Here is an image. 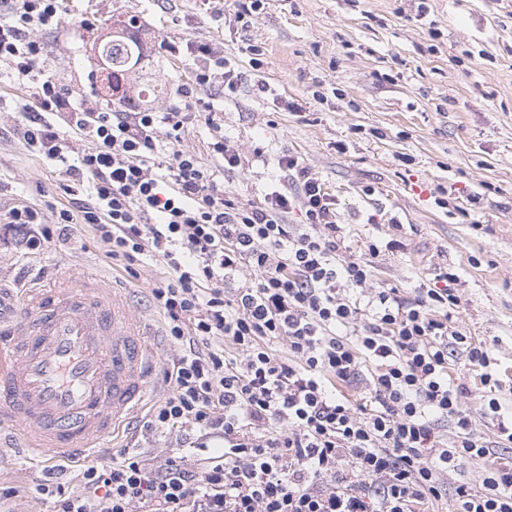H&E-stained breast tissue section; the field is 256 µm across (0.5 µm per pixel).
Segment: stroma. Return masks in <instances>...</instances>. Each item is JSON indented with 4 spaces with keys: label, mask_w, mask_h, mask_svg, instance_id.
I'll use <instances>...</instances> for the list:
<instances>
[{
    "label": "stroma",
    "mask_w": 512,
    "mask_h": 512,
    "mask_svg": "<svg viewBox=\"0 0 512 512\" xmlns=\"http://www.w3.org/2000/svg\"><path fill=\"white\" fill-rule=\"evenodd\" d=\"M132 15L151 61L123 88L133 97L148 84L159 89L147 108L166 111L193 82L200 62L182 54L186 42L207 43L234 64L235 94L216 77L187 105L182 146L207 160L223 135L241 158L222 175L236 201L256 203L273 185L296 192L277 158L298 156L336 200L341 258L381 246L373 286L406 292L421 276L454 272L463 303L456 328L486 342L512 376V0H264L246 22L232 0H66L58 30L29 32L45 47L42 70L75 101L123 111L106 99L95 46ZM28 100L0 71V213L26 200L52 224L70 202L67 178L14 137ZM443 187L453 190L444 208ZM391 240L401 249L385 251ZM0 259L14 266L13 289L75 270L114 281L160 327L151 297L159 266L139 265L133 277L113 270L90 226L39 254L1 246ZM145 419L134 416L92 464L128 446L176 456L180 434L146 432ZM46 482L68 495L81 489L74 466L52 456L5 459L0 512H52L53 498L37 491Z\"/></svg>",
    "instance_id": "obj_1"
}]
</instances>
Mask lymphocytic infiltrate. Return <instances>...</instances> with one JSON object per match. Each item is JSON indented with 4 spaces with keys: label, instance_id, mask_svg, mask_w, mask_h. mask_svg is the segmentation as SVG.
<instances>
[{
    "label": "lymphocytic infiltrate",
    "instance_id": "obj_1",
    "mask_svg": "<svg viewBox=\"0 0 512 512\" xmlns=\"http://www.w3.org/2000/svg\"><path fill=\"white\" fill-rule=\"evenodd\" d=\"M63 0H0V67L27 84L37 108L25 112L26 146L82 183L85 200L43 223L33 206L0 224L41 252L76 223L93 225L113 265L162 260L166 283L152 290L164 332L186 351L165 370L170 395L147 430H194L198 464L155 461L123 448L84 468L85 490L56 512H420L451 497V512H512V460L481 434L448 378L461 355L488 389L481 409L512 443V414L486 343L450 324L461 306L455 273L421 279L413 297L372 288L374 260L345 261L336 201L297 156L278 166L297 194L269 189L244 207L217 181L240 158L215 143V163L181 149L185 102L210 81L200 71L164 112H112L73 100L38 67L44 55L30 28L62 24ZM63 117L59 129L54 117ZM85 147L74 152L72 136ZM301 209L306 221L288 223ZM253 284L236 286L242 267ZM287 339V354L275 348ZM235 356H227L226 346ZM364 380L360 400L345 385ZM452 422L444 439L436 423ZM476 463V480L446 491L448 472Z\"/></svg>",
    "mask_w": 512,
    "mask_h": 512
}]
</instances>
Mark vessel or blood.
<instances>
[{"instance_id":"obj_1","label":"vessel or blood","mask_w":512,"mask_h":512,"mask_svg":"<svg viewBox=\"0 0 512 512\" xmlns=\"http://www.w3.org/2000/svg\"><path fill=\"white\" fill-rule=\"evenodd\" d=\"M0 327V435L19 454L93 457L142 409L161 353L102 279L23 288Z\"/></svg>"}]
</instances>
